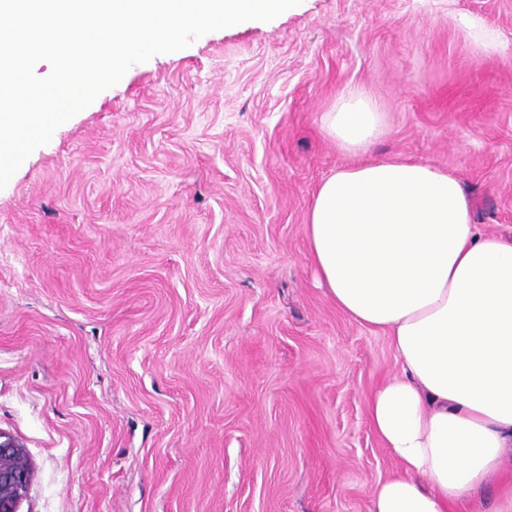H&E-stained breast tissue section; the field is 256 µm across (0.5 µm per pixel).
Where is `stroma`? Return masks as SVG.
Returning <instances> with one entry per match:
<instances>
[{
    "label": "stroma",
    "mask_w": 512,
    "mask_h": 512,
    "mask_svg": "<svg viewBox=\"0 0 512 512\" xmlns=\"http://www.w3.org/2000/svg\"><path fill=\"white\" fill-rule=\"evenodd\" d=\"M346 86L385 114L371 157L452 172L512 234V0H302L133 65L0 189L20 512H369L393 463L365 405L395 358L318 282L305 224L349 162L320 127ZM462 24L470 31L476 46L485 54L493 53L498 48L495 34L485 28L477 19L463 18Z\"/></svg>",
    "instance_id": "1"
}]
</instances>
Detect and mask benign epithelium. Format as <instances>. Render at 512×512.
<instances>
[{
	"mask_svg": "<svg viewBox=\"0 0 512 512\" xmlns=\"http://www.w3.org/2000/svg\"><path fill=\"white\" fill-rule=\"evenodd\" d=\"M34 474L35 467L25 446L0 430V512H19Z\"/></svg>",
	"mask_w": 512,
	"mask_h": 512,
	"instance_id": "7a95c632",
	"label": "benign epithelium"
}]
</instances>
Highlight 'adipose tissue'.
Instances as JSON below:
<instances>
[{"instance_id": "1", "label": "adipose tissue", "mask_w": 512, "mask_h": 512, "mask_svg": "<svg viewBox=\"0 0 512 512\" xmlns=\"http://www.w3.org/2000/svg\"><path fill=\"white\" fill-rule=\"evenodd\" d=\"M344 154L307 212L308 254L349 319L386 333L397 371L367 399L396 464L369 512H449L497 484L512 448V236L487 235L453 173L366 160L384 113L357 89L321 116Z\"/></svg>"}]
</instances>
